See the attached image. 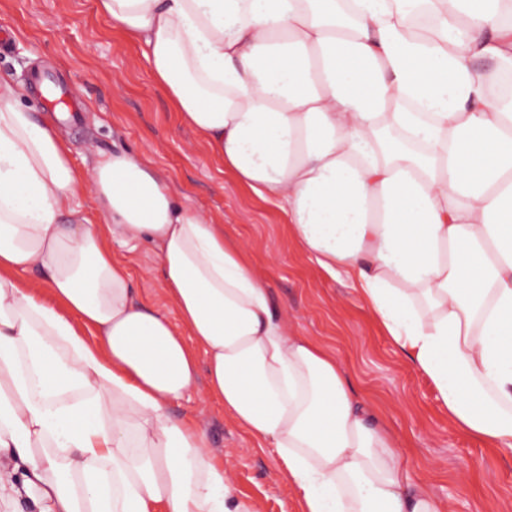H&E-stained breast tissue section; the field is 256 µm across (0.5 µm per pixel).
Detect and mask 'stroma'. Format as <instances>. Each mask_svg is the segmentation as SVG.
<instances>
[{
	"label": "stroma",
	"mask_w": 512,
	"mask_h": 512,
	"mask_svg": "<svg viewBox=\"0 0 512 512\" xmlns=\"http://www.w3.org/2000/svg\"><path fill=\"white\" fill-rule=\"evenodd\" d=\"M0 79L19 85L24 106L44 114L42 72L84 101L79 124L65 125L72 159L82 167L97 153L149 149L179 202L206 212L242 244L289 328L332 351L355 391L384 414L403 441L401 464L449 512H512V456L486 446L448 420L430 383L357 299L296 243L286 214L257 197L231 171H219L207 145L185 125L145 66L138 43L99 14L95 0H0ZM130 255L135 288L157 300L161 270L151 249ZM175 418H195L236 494L255 512H297L294 492L272 449L225 417L214 401L193 395L171 403Z\"/></svg>",
	"instance_id": "obj_1"
}]
</instances>
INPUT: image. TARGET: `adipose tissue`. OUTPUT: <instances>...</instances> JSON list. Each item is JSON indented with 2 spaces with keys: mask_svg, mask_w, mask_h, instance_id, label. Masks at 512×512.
<instances>
[{
  "mask_svg": "<svg viewBox=\"0 0 512 512\" xmlns=\"http://www.w3.org/2000/svg\"><path fill=\"white\" fill-rule=\"evenodd\" d=\"M96 9L141 44L218 165L351 281L449 421L512 453V0ZM21 94L0 81V453L40 512H252L204 430L170 412L200 384L276 450L299 512H446L223 225L179 204L145 152L75 167L64 115ZM134 241L179 324L114 253Z\"/></svg>",
  "mask_w": 512,
  "mask_h": 512,
  "instance_id": "adipose-tissue-1",
  "label": "adipose tissue"
}]
</instances>
